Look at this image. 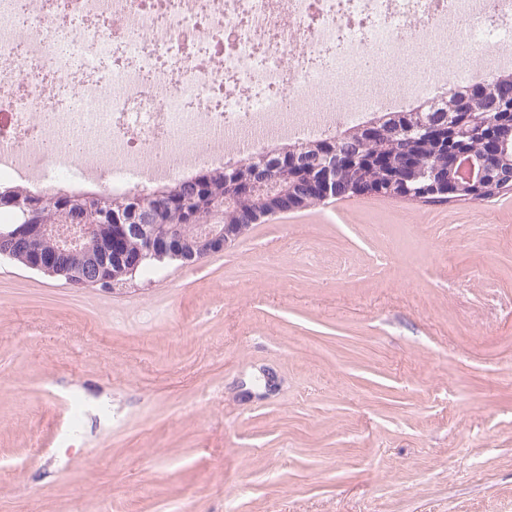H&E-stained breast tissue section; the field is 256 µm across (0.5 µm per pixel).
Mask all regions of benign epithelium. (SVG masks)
I'll list each match as a JSON object with an SVG mask.
<instances>
[{"label": "benign epithelium", "mask_w": 512, "mask_h": 512, "mask_svg": "<svg viewBox=\"0 0 512 512\" xmlns=\"http://www.w3.org/2000/svg\"><path fill=\"white\" fill-rule=\"evenodd\" d=\"M512 136V128L504 132H490L484 139L483 167L478 169L464 144L448 147V140L460 137L457 129L439 128L434 141L443 147L448 163L433 169L424 188L456 195L466 188L477 197L492 173H504L501 157L502 143ZM359 165V155L343 153L336 156V163L321 168L314 175L303 172L288 175V165L281 171H266L246 176L236 183L237 190L224 195V201L216 208V217L224 218V208L239 199H258L264 204V215L293 210L294 200L288 195V180H300L306 196L310 198H335L351 192L369 193L373 185L365 180L346 181L341 172ZM372 165L388 171V184L400 192L416 188L421 180L416 160L407 156L400 165L392 168L383 156H376ZM135 203L132 216L124 212L123 200L113 206L112 228L106 233V248L94 264L79 262L86 251L85 242L95 237L98 228L81 219L62 225H49L41 219L43 203H22L15 199L12 204L24 212V224L16 230L0 235L10 245L0 249V256L21 262L25 268L58 277L73 288L120 284V279L136 274L149 260L166 258L193 264L211 254L224 251L250 229L248 224H205L199 227L194 249L188 253L177 245L178 235L165 225L158 224V213L177 210L185 224L194 223L193 210L188 208L185 197L167 191H151L128 197ZM138 239L137 251H128L131 237Z\"/></svg>", "instance_id": "benign-epithelium-1"}]
</instances>
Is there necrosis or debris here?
I'll return each instance as SVG.
<instances>
[{
	"label": "necrosis or debris",
	"instance_id": "obj_1",
	"mask_svg": "<svg viewBox=\"0 0 512 512\" xmlns=\"http://www.w3.org/2000/svg\"><path fill=\"white\" fill-rule=\"evenodd\" d=\"M512 0H0V181L151 190L512 70Z\"/></svg>",
	"mask_w": 512,
	"mask_h": 512
}]
</instances>
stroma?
Instances as JSON below:
<instances>
[{
  "label": "stroma",
  "mask_w": 512,
  "mask_h": 512,
  "mask_svg": "<svg viewBox=\"0 0 512 512\" xmlns=\"http://www.w3.org/2000/svg\"><path fill=\"white\" fill-rule=\"evenodd\" d=\"M0 512H512V194L331 198L115 292L1 261Z\"/></svg>",
  "instance_id": "stroma-1"
}]
</instances>
